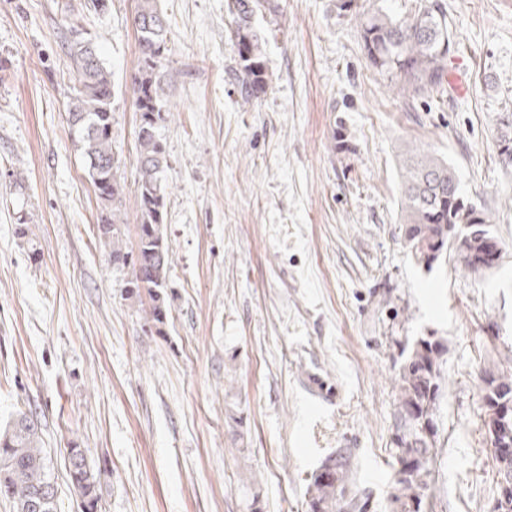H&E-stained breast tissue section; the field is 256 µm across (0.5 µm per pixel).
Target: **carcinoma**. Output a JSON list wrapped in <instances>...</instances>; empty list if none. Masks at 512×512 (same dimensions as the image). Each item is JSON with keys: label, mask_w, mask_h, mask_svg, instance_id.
Listing matches in <instances>:
<instances>
[{"label": "carcinoma", "mask_w": 512, "mask_h": 512, "mask_svg": "<svg viewBox=\"0 0 512 512\" xmlns=\"http://www.w3.org/2000/svg\"><path fill=\"white\" fill-rule=\"evenodd\" d=\"M231 18L229 41L235 66L230 74L244 103L258 100L269 88L266 37L256 27L257 16L277 22L278 0H225ZM134 28L139 55L127 88L137 115L136 152L138 177L134 182L137 203L136 246L128 245L124 226L126 183L119 173L122 159L112 133V72L104 65L97 46L74 30L67 50L76 69L68 104L71 131L86 160L87 174L100 203L96 236L107 248L108 262L129 269V297L148 293L154 324L168 316L164 288L171 268L159 203L170 196L164 172L167 151L159 130L167 121L163 83L168 61V21L157 0H136ZM360 38L369 65L386 75L413 97H440L447 92L450 39L448 22L439 0H421L415 11L396 17L377 8L363 14ZM498 147L512 151V113L496 119ZM401 238L416 264L433 269L448 254L473 273L465 255L483 252L499 242L485 213L463 196L455 169L431 151L402 159ZM442 341L418 339L407 351L395 379L398 406L393 458L397 470L391 493L394 512H424L434 456L422 452L435 447L434 412L442 392ZM484 426L496 463L502 472L498 448L512 447V425L499 426L501 390L512 392V374L487 367L481 373ZM69 479L85 504L83 512H101V484L87 462L84 449H68ZM351 455L339 451L328 456L312 473L308 484L309 512H368V499L346 495ZM42 446L41 429L30 411H17L0 426V498L12 512H57V491ZM40 501V510L33 502Z\"/></svg>", "instance_id": "obj_1"}]
</instances>
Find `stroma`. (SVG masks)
I'll list each match as a JSON object with an SVG mask.
<instances>
[{
  "instance_id": "stroma-1",
  "label": "stroma",
  "mask_w": 512,
  "mask_h": 512,
  "mask_svg": "<svg viewBox=\"0 0 512 512\" xmlns=\"http://www.w3.org/2000/svg\"><path fill=\"white\" fill-rule=\"evenodd\" d=\"M418 0H280L270 87L242 104L225 0H159L171 49L161 130L171 195L169 314L126 298L94 227L98 199L67 124L69 31L112 73L121 173L136 177L126 89L135 0H0V423L29 409L58 488L66 450L101 474V512H307L308 480L351 455L349 487L392 512L394 379L404 341H445L431 512H492L497 473L480 372L512 370V0H442L446 96L394 91L359 18ZM432 149L502 242L498 265L415 264L401 240L399 160ZM497 125V143L499 151L501 147H505V149L510 150L511 158L509 161H505L502 158V152H500L499 156L501 157L504 166L510 167L512 166V113L511 112H501L498 113V117L496 119Z\"/></svg>"
}]
</instances>
